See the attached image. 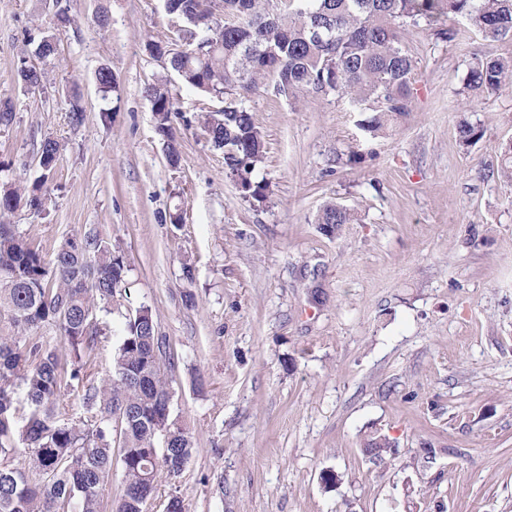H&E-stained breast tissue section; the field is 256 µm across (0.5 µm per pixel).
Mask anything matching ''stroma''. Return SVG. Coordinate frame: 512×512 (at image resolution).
<instances>
[{"label":"stroma","instance_id":"stroma-1","mask_svg":"<svg viewBox=\"0 0 512 512\" xmlns=\"http://www.w3.org/2000/svg\"><path fill=\"white\" fill-rule=\"evenodd\" d=\"M60 5L72 24L44 60L35 50ZM453 26L450 41L404 31L416 91L376 138L333 93L246 98L270 184L253 203L198 128L219 101L145 49L173 36L164 0H0V100L15 113L0 181L48 179L44 211L7 221L48 258L88 228L120 244L128 285L103 316L100 374L113 329L144 306L175 354L170 414L193 450L148 512L173 495L185 512H512V184L495 174L512 90L462 94L470 64L512 56V38ZM23 59L46 70L44 87L19 81ZM164 77L174 167L144 96ZM463 120L484 131L470 147ZM47 137L61 145L48 175ZM330 200L356 222L318 225ZM378 435L391 446L375 457L364 443Z\"/></svg>","mask_w":512,"mask_h":512}]
</instances>
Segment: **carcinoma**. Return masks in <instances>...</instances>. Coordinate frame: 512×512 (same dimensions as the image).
I'll return each mask as SVG.
<instances>
[{
  "label": "carcinoma",
  "instance_id": "carcinoma-1",
  "mask_svg": "<svg viewBox=\"0 0 512 512\" xmlns=\"http://www.w3.org/2000/svg\"><path fill=\"white\" fill-rule=\"evenodd\" d=\"M224 22L208 20L212 0H165L180 27L182 50L167 54L166 69L182 83L223 103L201 115L199 125L215 149L226 146V175L243 197L266 200L269 184L258 178L265 137L244 99L274 81L294 98L336 93L362 116L363 138H375L407 111L414 94L415 61L402 31L420 21L436 25L462 18L491 39L512 37V0H223ZM18 76L44 86L45 72L21 60ZM512 89V57L479 59L468 70L467 98ZM155 130L166 144L170 165L180 153L173 132L177 114L167 80L145 90ZM460 142H479L483 129L466 120ZM497 174L512 182V141L498 146ZM45 171L31 190L0 184V512H147L160 478L178 477L191 455V440L169 413L172 391L166 366L173 356L159 335L152 310L132 315L119 330L112 375L102 377L91 359L105 328L99 313L126 290L128 268L119 247L90 228L68 237L47 261L39 248L2 218L20 208L39 213L43 187L58 160L60 144L40 146ZM353 210L336 202L320 209L318 224H352ZM55 327L68 347L41 330ZM80 407L76 417L59 411L62 391ZM167 432L168 448L154 447ZM117 448H112V443ZM24 466L13 465L19 447ZM123 490L105 500L114 457Z\"/></svg>",
  "mask_w": 512,
  "mask_h": 512
}]
</instances>
